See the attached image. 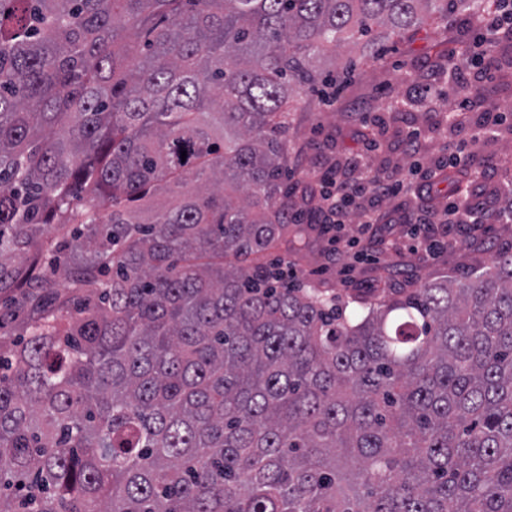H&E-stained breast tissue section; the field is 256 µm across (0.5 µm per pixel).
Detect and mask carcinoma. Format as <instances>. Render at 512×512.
Instances as JSON below:
<instances>
[{
	"instance_id": "obj_1",
	"label": "carcinoma",
	"mask_w": 512,
	"mask_h": 512,
	"mask_svg": "<svg viewBox=\"0 0 512 512\" xmlns=\"http://www.w3.org/2000/svg\"><path fill=\"white\" fill-rule=\"evenodd\" d=\"M482 5L0 0V512H512V249L334 306L260 263L336 49Z\"/></svg>"
}]
</instances>
